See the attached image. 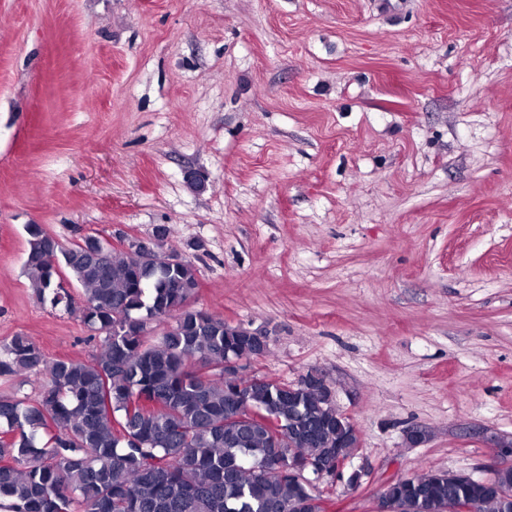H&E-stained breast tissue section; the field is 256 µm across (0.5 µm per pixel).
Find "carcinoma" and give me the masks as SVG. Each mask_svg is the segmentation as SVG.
Here are the masks:
<instances>
[{
  "mask_svg": "<svg viewBox=\"0 0 512 512\" xmlns=\"http://www.w3.org/2000/svg\"><path fill=\"white\" fill-rule=\"evenodd\" d=\"M25 273L40 299L72 310L59 280L82 290L81 319L103 336L89 361L50 358L27 336L0 347V373L32 372L38 398H0V512H300L307 487L288 461L336 467L357 451L351 423L319 384L284 391L253 377L229 378L224 361L256 353L249 329L188 307L195 267L94 236L84 245L26 225ZM173 317L151 344L146 323ZM157 405L132 409L138 394ZM252 411L245 422L240 415ZM512 467L482 482L448 472L386 487L391 512H512Z\"/></svg>",
  "mask_w": 512,
  "mask_h": 512,
  "instance_id": "1",
  "label": "carcinoma"
}]
</instances>
